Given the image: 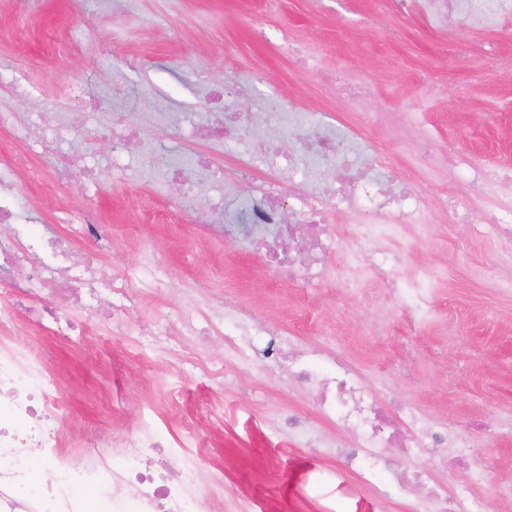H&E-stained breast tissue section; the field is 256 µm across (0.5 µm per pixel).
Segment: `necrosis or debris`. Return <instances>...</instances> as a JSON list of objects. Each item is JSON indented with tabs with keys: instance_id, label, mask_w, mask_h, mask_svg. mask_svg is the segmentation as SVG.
<instances>
[{
	"instance_id": "obj_1",
	"label": "necrosis or debris",
	"mask_w": 512,
	"mask_h": 512,
	"mask_svg": "<svg viewBox=\"0 0 512 512\" xmlns=\"http://www.w3.org/2000/svg\"><path fill=\"white\" fill-rule=\"evenodd\" d=\"M449 23L467 25L476 15L512 12V0H477L464 8L458 0H430ZM257 180L244 204L238 229L240 242L260 251L269 268L309 283L331 278L324 265L337 247V231L329 212L345 203L365 214L362 223L346 227V238L369 246L370 269L380 287L400 289L393 278L399 263L395 251L378 245L376 232L398 227L401 218L424 223L432 209H447V199L429 200L393 181L388 164L367 159L353 142L320 127H308L297 113L278 116L261 164L244 161L240 174ZM304 180L305 192L285 204L278 190L284 170ZM0 224L11 227L0 235V512H200L214 489L195 485L189 467L179 465L182 446L166 432L139 431L122 441L97 434L87 441L56 424L60 390L45 354H23L2 344L19 317L30 313L43 332L78 336L87 325L58 315L50 301L60 298L116 329L128 326L136 279L154 281L156 270L143 266L139 275L99 279L95 268L71 252L73 238L102 240L90 217L55 235L34 223L11 174L0 173ZM266 358L286 372L288 382L314 397L315 410L326 423L345 429L353 440L338 447L344 465L364 486L381 490L387 483L419 489L410 512H503L499 501L463 486L446 493L422 472H396L382 456L385 448H447L453 461L468 460L471 438L450 435L446 428L424 423L412 405L379 403L361 378L342 371L335 357L298 347L293 337L268 328ZM122 446L121 463L113 465L111 447ZM94 447V454L77 457L76 449ZM52 469L53 481L33 480L34 467Z\"/></svg>"
}]
</instances>
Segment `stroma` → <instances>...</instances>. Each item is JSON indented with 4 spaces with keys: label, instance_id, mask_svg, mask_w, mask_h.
I'll return each instance as SVG.
<instances>
[{
    "label": "stroma",
    "instance_id": "1",
    "mask_svg": "<svg viewBox=\"0 0 512 512\" xmlns=\"http://www.w3.org/2000/svg\"><path fill=\"white\" fill-rule=\"evenodd\" d=\"M373 0H0V72L18 85H0V112L15 113L23 138L0 130V160L34 156L55 172L76 142L47 151L50 128L33 116L54 104L58 117L87 93L104 104L95 121L120 119L153 147L144 160L121 134L98 141L91 156L108 171L98 188L81 181L25 188L37 223L67 233L63 211L93 213L111 244L98 254L110 276L160 259L164 288L135 291L133 321L150 336L111 335L91 324L83 335L55 340L18 325L12 343L53 352L51 372L63 388L61 429L82 436L120 435L142 418L171 431L197 458L201 487L224 485V512H408L397 488L359 501L340 486H358L332 448H304L283 418L305 417L311 429L349 443L322 421L308 397L254 355L241 370L232 349L213 331L226 311L250 309L252 328L278 325L301 343L345 359L380 397L416 406L428 421L481 441L469 464L446 471L443 458L388 451L392 465L432 470L448 485L484 481L512 488V297L497 293L512 277L503 264L512 238L483 233L494 195L474 203L465 221L435 211L424 224L404 223L405 253L397 278L428 289L432 313L409 335L401 297L376 286L359 254L357 287L322 281L300 287L269 270L261 254L206 234L224 221L223 204L245 199L244 179L215 185L214 170L235 166L239 142L192 140L160 112L199 107L198 74L224 91L226 110L269 134L274 103L297 107L310 120L357 137L366 154L386 151L411 189L462 199L458 172L474 165L512 170V15L462 31L448 26L423 0L391 13L389 39L374 21ZM300 43L308 64L281 56V33ZM342 71L362 81L361 99H338L320 72ZM199 151L212 161L196 172L198 196L177 199L160 166L172 154ZM210 280L207 293L198 281ZM203 311L205 342L181 333L179 312ZM321 472L312 489L306 477Z\"/></svg>",
    "mask_w": 512,
    "mask_h": 512
}]
</instances>
